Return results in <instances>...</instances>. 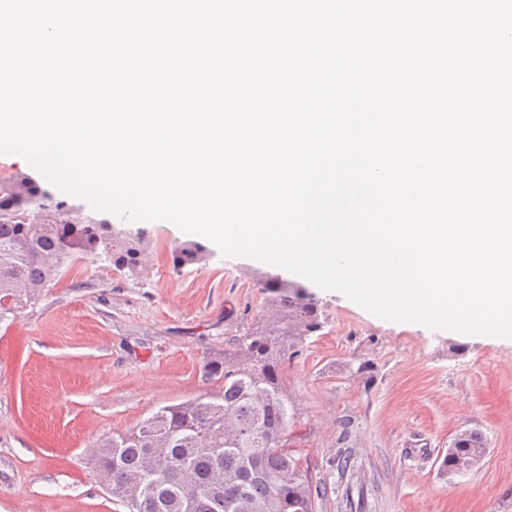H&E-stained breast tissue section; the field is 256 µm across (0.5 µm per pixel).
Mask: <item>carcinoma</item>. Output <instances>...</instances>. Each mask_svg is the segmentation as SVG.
I'll list each match as a JSON object with an SVG mask.
<instances>
[{"label":"carcinoma","mask_w":512,"mask_h":512,"mask_svg":"<svg viewBox=\"0 0 512 512\" xmlns=\"http://www.w3.org/2000/svg\"><path fill=\"white\" fill-rule=\"evenodd\" d=\"M146 233L127 234L106 218L83 214L32 175L0 180V320L48 287L78 257L109 263L132 277L143 272ZM180 262L196 264L205 247L188 241ZM273 316H261L230 351L203 366L217 391L160 408L135 430L103 441L93 463L106 492L128 512H316L325 487L288 448L297 409L282 366L322 327L317 302L298 282L270 277ZM476 431L458 437L445 457H482Z\"/></svg>","instance_id":"cac0c4a2"}]
</instances>
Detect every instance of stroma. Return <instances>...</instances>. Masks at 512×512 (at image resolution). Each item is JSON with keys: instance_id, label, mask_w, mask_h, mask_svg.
Here are the masks:
<instances>
[{"instance_id": "stroma-1", "label": "stroma", "mask_w": 512, "mask_h": 512, "mask_svg": "<svg viewBox=\"0 0 512 512\" xmlns=\"http://www.w3.org/2000/svg\"><path fill=\"white\" fill-rule=\"evenodd\" d=\"M109 219L147 230L140 277L79 259L0 322V512H127L93 467L97 444L209 390L208 357L267 309L268 265L212 244L184 265L175 224ZM307 289L322 327L282 378L299 414L291 446L327 484L317 512H512V339L387 321ZM469 430L485 455L448 472Z\"/></svg>"}]
</instances>
